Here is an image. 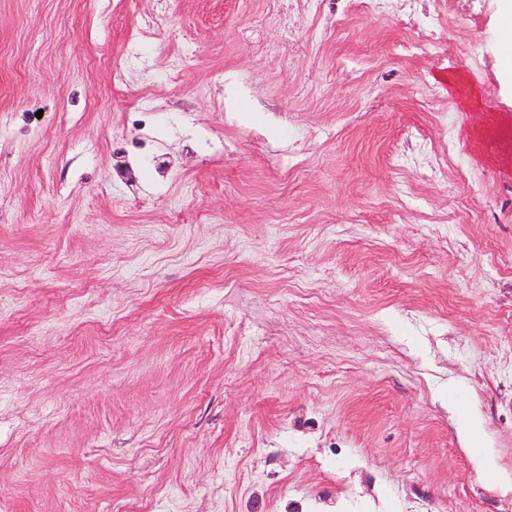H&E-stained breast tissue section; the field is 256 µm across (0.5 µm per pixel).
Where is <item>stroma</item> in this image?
<instances>
[{"mask_svg":"<svg viewBox=\"0 0 512 512\" xmlns=\"http://www.w3.org/2000/svg\"><path fill=\"white\" fill-rule=\"evenodd\" d=\"M335 2L0 0V512H512L499 2ZM453 390L449 387L443 390L441 395L448 397V410L453 416L460 420V431L463 439L469 445L475 458L482 459V449L484 448V430L480 417L471 408L461 410L452 400Z\"/></svg>","mask_w":512,"mask_h":512,"instance_id":"obj_1","label":"stroma"}]
</instances>
